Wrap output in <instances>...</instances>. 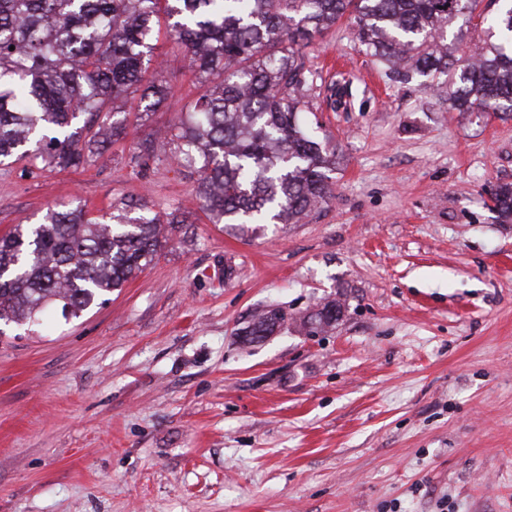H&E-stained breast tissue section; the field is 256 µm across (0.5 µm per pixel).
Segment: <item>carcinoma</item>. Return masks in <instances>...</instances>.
Masks as SVG:
<instances>
[{
	"label": "carcinoma",
	"instance_id": "1",
	"mask_svg": "<svg viewBox=\"0 0 512 512\" xmlns=\"http://www.w3.org/2000/svg\"><path fill=\"white\" fill-rule=\"evenodd\" d=\"M0 0V160L79 168L124 130L108 121L134 94L159 110L171 87L143 83L161 18L205 86L170 132L171 158L199 165L195 195L212 224H297L332 196L336 153L301 113L320 78L305 49L343 18L362 51L394 82L448 85V111L512 112V0ZM481 51L454 57L448 36L472 25ZM84 117L83 124L77 119ZM493 206L512 218V184ZM163 222L133 199L97 217L50 208L39 224L0 237V326H21L50 305L74 318L159 257ZM336 299L294 320L308 335L342 317ZM288 324L281 309L250 322V336Z\"/></svg>",
	"mask_w": 512,
	"mask_h": 512
}]
</instances>
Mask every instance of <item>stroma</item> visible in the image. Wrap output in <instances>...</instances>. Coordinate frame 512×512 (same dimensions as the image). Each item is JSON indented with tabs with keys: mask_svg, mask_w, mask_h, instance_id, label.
Instances as JSON below:
<instances>
[{
	"mask_svg": "<svg viewBox=\"0 0 512 512\" xmlns=\"http://www.w3.org/2000/svg\"><path fill=\"white\" fill-rule=\"evenodd\" d=\"M155 53L171 95L127 99L101 155L0 165V236L63 201L189 217L105 302L0 336V512H512V222L487 205L512 183V116L391 82L340 20L308 49L324 84L304 115L336 149L333 194L242 233L209 223L167 144L132 159L203 91L173 39ZM328 298L332 330L238 336ZM278 324V329L288 324V317L281 309L265 310L257 315L252 322H250L243 329H248V336H271L277 330L275 329Z\"/></svg>",
	"mask_w": 512,
	"mask_h": 512,
	"instance_id": "stroma-1",
	"label": "stroma"
}]
</instances>
